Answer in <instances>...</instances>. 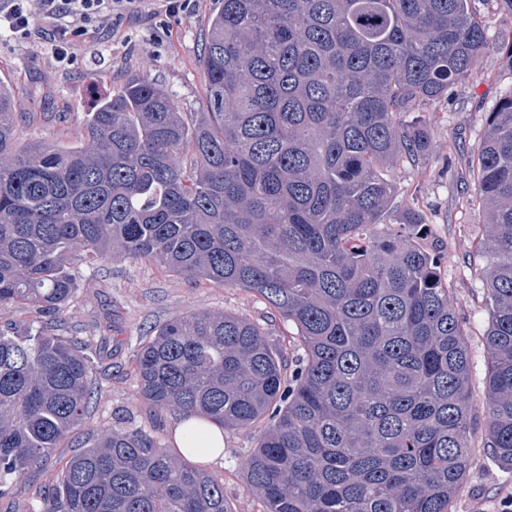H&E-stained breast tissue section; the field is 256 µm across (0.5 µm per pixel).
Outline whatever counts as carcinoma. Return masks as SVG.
<instances>
[{"mask_svg":"<svg viewBox=\"0 0 512 512\" xmlns=\"http://www.w3.org/2000/svg\"><path fill=\"white\" fill-rule=\"evenodd\" d=\"M471 0H222L197 119L145 78L97 101L79 146L15 145L0 81V488L85 423L90 342L59 334L74 268L149 261L245 288L298 332L291 360L227 312L140 344L141 400L224 428L266 422L245 461L264 512H450L472 461L470 358L443 256L390 167L427 156V105L490 49ZM476 193L490 320L487 447L512 468V92L487 113ZM40 512H231L224 486L144 429L73 455ZM32 321V313L23 306L0 308V328L17 326L20 329L27 327Z\"/></svg>","mask_w":512,"mask_h":512,"instance_id":"1","label":"carcinoma"}]
</instances>
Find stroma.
I'll list each match as a JSON object with an SVG mask.
<instances>
[{
  "label": "stroma",
  "mask_w": 512,
  "mask_h": 512,
  "mask_svg": "<svg viewBox=\"0 0 512 512\" xmlns=\"http://www.w3.org/2000/svg\"><path fill=\"white\" fill-rule=\"evenodd\" d=\"M491 42L512 41V11L500 0H471ZM222 0H191L184 12H161L156 0H117L99 21L98 35L79 41L71 61H57L39 21L26 40L0 37V80L12 90L20 121L17 147L50 140L66 146L84 134L83 116L127 79L160 83L182 111L206 109L201 56L208 23ZM512 92V66L495 50L476 75L427 106L434 149L419 162H398L388 175L396 186L394 205L414 208L425 230L423 246L440 251L453 283L452 304L465 327L471 372L473 462L452 504V512H512V470L503 468L486 446L485 335L489 308L483 289L484 262L477 252L488 227L470 178L473 153L486 132V115ZM79 288L63 314L67 332L88 339L100 353L89 416L74 438L60 442L42 468L0 494V512H38L41 498L62 467L103 429L142 428L170 438L178 411L153 412L138 395L135 354L141 337L153 335L169 319L192 311L230 312L266 328L272 338L292 345L295 327L275 315L253 293L164 272L151 262L103 261L76 270ZM257 431L224 432V459L210 464L224 485L231 512H263L262 501L246 488L243 460L256 444Z\"/></svg>",
  "instance_id": "obj_1"
}]
</instances>
